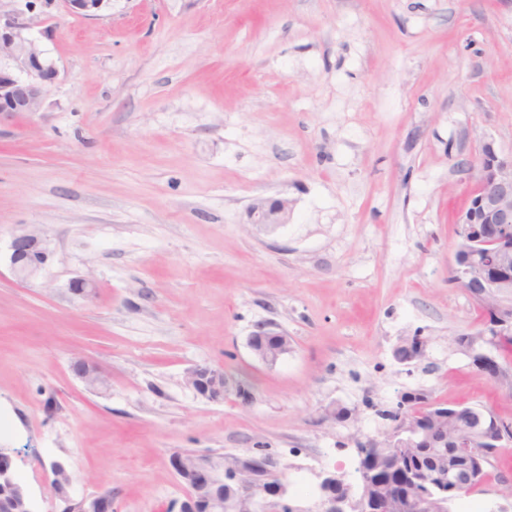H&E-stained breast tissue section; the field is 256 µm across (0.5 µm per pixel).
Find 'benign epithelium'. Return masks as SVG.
Here are the masks:
<instances>
[{
	"instance_id": "obj_1",
	"label": "benign epithelium",
	"mask_w": 512,
	"mask_h": 512,
	"mask_svg": "<svg viewBox=\"0 0 512 512\" xmlns=\"http://www.w3.org/2000/svg\"><path fill=\"white\" fill-rule=\"evenodd\" d=\"M112 8V0H27L26 10L0 9V123L21 113L40 111L46 87L58 76L55 63L30 38L34 14L50 16L63 9L84 18L100 17ZM475 185L467 206L458 214L459 226L450 280L462 288L488 315L473 332L454 339L479 374L512 397V362L501 358V345L512 338V156L501 155L494 141L485 139L474 165ZM290 201L259 197L248 207L251 223L274 229L288 223ZM49 254L37 233L15 236L9 263L21 281L38 275ZM251 351L263 362L274 364L290 351L288 336L266 324L249 338ZM407 353L405 362L421 357L423 341L404 339L396 347ZM74 369L90 388L102 383L97 369L77 361ZM186 383L211 401L224 398V372L196 365L186 373ZM429 421L401 413L392 420L382 441L357 442L359 458L367 461L358 485L344 484L339 476L320 475L312 505L302 507L290 495L278 474V462L270 453L199 455L174 453L170 466L185 489L179 512H450L449 504L483 482L481 470L490 448L512 442V423L495 413L476 408L471 427L461 429L455 412L429 402ZM453 448L449 456L434 457L441 445ZM386 456L400 463L414 489L403 499L385 491L394 486L393 468L380 463ZM70 475L55 465L50 487L62 503L59 512H117L112 489L73 498L66 486ZM0 512H33L29 492L16 473L13 457L0 451Z\"/></svg>"
}]
</instances>
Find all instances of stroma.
Instances as JSON below:
<instances>
[{
  "label": "stroma",
  "mask_w": 512,
  "mask_h": 512,
  "mask_svg": "<svg viewBox=\"0 0 512 512\" xmlns=\"http://www.w3.org/2000/svg\"><path fill=\"white\" fill-rule=\"evenodd\" d=\"M31 35L59 74L0 124V448L34 512L56 462L71 497L178 512L177 451L265 449L308 501L410 393L512 421L454 342L485 314L448 280L481 140L512 155V0H114ZM257 197L288 224L257 231ZM33 227L50 259L25 283L10 243ZM266 323L291 345L273 365L248 346ZM487 472L456 512L512 503V445ZM290 201L287 198L269 200L259 197L248 207L251 224L261 229H275L282 224H288ZM186 383L194 391L211 401L224 398V372L207 365H196L186 373Z\"/></svg>",
  "instance_id": "1"
}]
</instances>
